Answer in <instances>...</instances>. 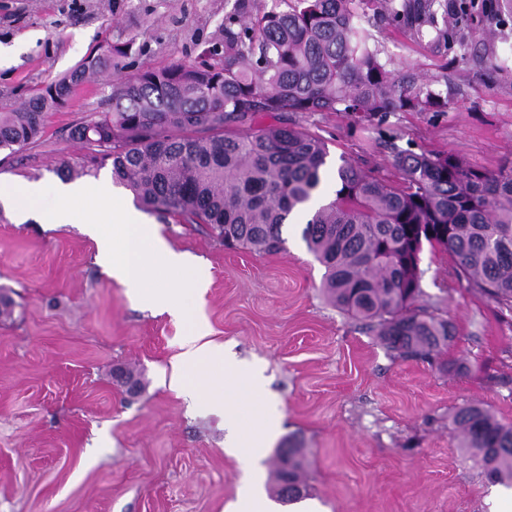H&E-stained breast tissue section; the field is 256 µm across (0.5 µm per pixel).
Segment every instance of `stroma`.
Masks as SVG:
<instances>
[{
	"instance_id": "stroma-1",
	"label": "stroma",
	"mask_w": 512,
	"mask_h": 512,
	"mask_svg": "<svg viewBox=\"0 0 512 512\" xmlns=\"http://www.w3.org/2000/svg\"><path fill=\"white\" fill-rule=\"evenodd\" d=\"M230 0H0V107L71 69L93 49L128 37L150 65L193 60L224 25ZM486 24L469 23L462 47L398 29L381 17L366 28L389 68L424 76L448 95L444 112H392L362 128L347 112L257 116L254 127L295 126L373 177L399 180L391 149L456 152L496 170L512 158V20L501 27L504 66L479 61ZM107 81L78 86L49 113L40 139L0 151V181L53 188L61 169L125 203L111 165L91 166L70 127L100 111ZM174 250L198 259L204 293L188 305L208 341L261 374L214 387L235 394L241 424L274 405L280 428L259 458L226 445L224 416L189 410L171 388L184 320L144 307L97 262L80 218L54 226L16 223L0 210V512H230L248 477L274 491L279 448L305 453L304 498L276 512H494L512 488L490 483L461 446L452 417L483 405L512 424V312L459 279L448 253L424 249L417 304L448 320L454 339L431 364L394 358L368 322L338 309L302 224L285 225L286 248L259 255L229 250L203 224L147 214Z\"/></svg>"
}]
</instances>
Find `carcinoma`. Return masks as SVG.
Returning <instances> with one entry per match:
<instances>
[{
    "mask_svg": "<svg viewBox=\"0 0 512 512\" xmlns=\"http://www.w3.org/2000/svg\"><path fill=\"white\" fill-rule=\"evenodd\" d=\"M471 0H235L220 44L188 63L126 72L135 39L116 41L36 90L17 109H0V150L41 136L47 113L73 88L112 75L106 108L79 123L72 139L92 159L112 161V180L143 210L206 224L224 246L277 253L282 227L320 184L329 156L318 136L288 126H249L260 112H349L370 122L391 112H441L448 97L412 71L387 67L361 26L368 12L449 45L464 40ZM493 20L512 16V0H483ZM482 61L501 67L493 31ZM398 185L347 159L334 197L308 219L303 239L326 268L324 288L338 308L377 322L386 349L402 360H434L448 346V321L415 306L422 294L424 246L448 252L456 274L512 311V161L488 171L462 155L393 148ZM462 447L492 482H512V425L487 408L459 406ZM275 494L298 499L304 451L279 448Z\"/></svg>",
    "mask_w": 512,
    "mask_h": 512,
    "instance_id": "cac0c4a2",
    "label": "carcinoma"
}]
</instances>
